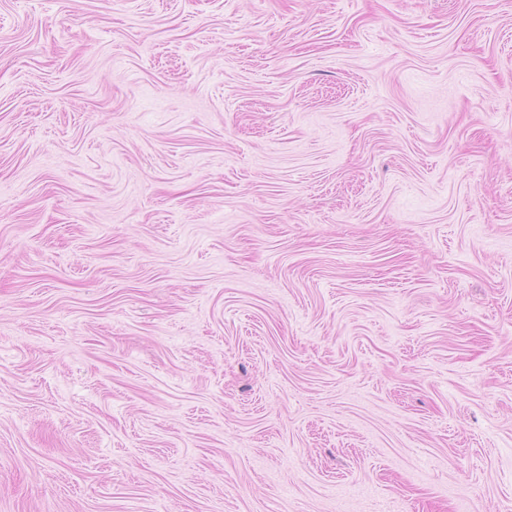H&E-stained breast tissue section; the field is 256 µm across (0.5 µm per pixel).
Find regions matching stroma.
Segmentation results:
<instances>
[{
    "label": "stroma",
    "instance_id": "obj_1",
    "mask_svg": "<svg viewBox=\"0 0 512 512\" xmlns=\"http://www.w3.org/2000/svg\"><path fill=\"white\" fill-rule=\"evenodd\" d=\"M0 512H512V0H0Z\"/></svg>",
    "mask_w": 512,
    "mask_h": 512
}]
</instances>
